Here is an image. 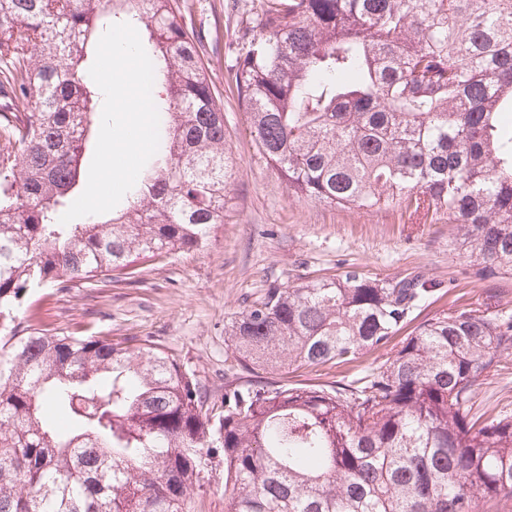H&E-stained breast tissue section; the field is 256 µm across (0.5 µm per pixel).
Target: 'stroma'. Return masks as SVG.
Masks as SVG:
<instances>
[{
  "instance_id": "stroma-1",
  "label": "stroma",
  "mask_w": 512,
  "mask_h": 512,
  "mask_svg": "<svg viewBox=\"0 0 512 512\" xmlns=\"http://www.w3.org/2000/svg\"><path fill=\"white\" fill-rule=\"evenodd\" d=\"M202 52L224 107V146L235 159L223 224L203 247L138 266L128 279L103 276L65 290L37 288L22 301L14 331L59 335L133 336L164 349L193 371L214 409L224 405V384L240 369L226 355L224 326L269 286H288L349 269L380 279L421 277L433 293L400 331L460 304H477L497 289L512 309V276L485 278L470 251L456 244L447 221L406 223L399 210L330 207L297 197L267 165L246 135L247 117L226 79L230 53L245 51L255 32L252 0H187ZM391 347L364 351L347 364L282 373L287 383L344 386L371 373ZM498 375L480 385L472 412L512 413V354ZM222 453L210 458L191 512H224Z\"/></svg>"
}]
</instances>
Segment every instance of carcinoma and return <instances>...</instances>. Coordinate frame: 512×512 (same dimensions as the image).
I'll use <instances>...</instances> for the list:
<instances>
[{"instance_id": "obj_1", "label": "carcinoma", "mask_w": 512, "mask_h": 512, "mask_svg": "<svg viewBox=\"0 0 512 512\" xmlns=\"http://www.w3.org/2000/svg\"><path fill=\"white\" fill-rule=\"evenodd\" d=\"M143 30L164 138L101 221L59 218L101 123L109 26ZM228 75L257 153L296 195L448 217L512 275V0H259ZM184 0H0V331L29 291L203 246L224 223V109ZM426 282L356 269L273 286L224 327L249 378L214 413L195 374L134 337L0 336V512H186L215 449L224 512H512V414L468 417L512 352V312L421 322L346 387L262 376L386 345Z\"/></svg>"}]
</instances>
